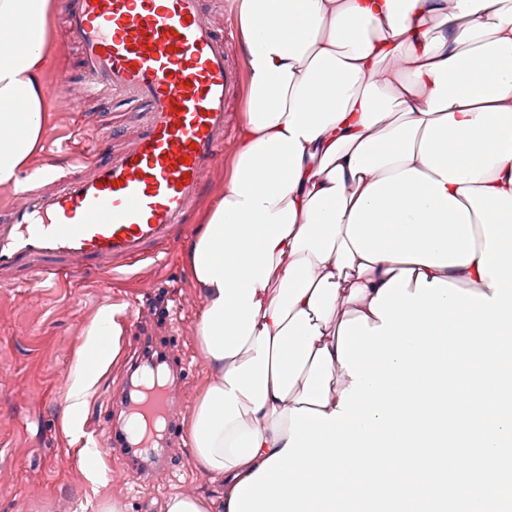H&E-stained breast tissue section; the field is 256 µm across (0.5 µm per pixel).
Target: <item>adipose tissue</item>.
<instances>
[{
	"instance_id": "adipose-tissue-1",
	"label": "adipose tissue",
	"mask_w": 512,
	"mask_h": 512,
	"mask_svg": "<svg viewBox=\"0 0 512 512\" xmlns=\"http://www.w3.org/2000/svg\"><path fill=\"white\" fill-rule=\"evenodd\" d=\"M54 0H0V188L53 98ZM235 163L185 247L212 373L190 427L221 493L161 512H318L415 425L441 343L512 334V0H237ZM120 328L87 331L78 420Z\"/></svg>"
}]
</instances>
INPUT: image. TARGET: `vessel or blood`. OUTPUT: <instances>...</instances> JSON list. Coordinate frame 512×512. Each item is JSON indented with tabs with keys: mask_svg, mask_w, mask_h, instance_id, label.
Instances as JSON below:
<instances>
[{
	"mask_svg": "<svg viewBox=\"0 0 512 512\" xmlns=\"http://www.w3.org/2000/svg\"><path fill=\"white\" fill-rule=\"evenodd\" d=\"M201 0H78L66 31L81 48L84 92L112 89L145 106L140 132L104 160L75 152L76 173L53 166L0 219V273L32 270L39 281L87 268L116 273L173 247L202 196L229 133L228 101L240 84L224 40ZM160 366L146 362L142 397L115 406L122 437L149 445L171 420Z\"/></svg>",
	"mask_w": 512,
	"mask_h": 512,
	"instance_id": "1",
	"label": "vessel or blood"
}]
</instances>
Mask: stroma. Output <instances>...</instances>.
Returning a JSON list of instances; mask_svg holds the SVG:
<instances>
[{"label": "stroma", "mask_w": 512, "mask_h": 512, "mask_svg": "<svg viewBox=\"0 0 512 512\" xmlns=\"http://www.w3.org/2000/svg\"><path fill=\"white\" fill-rule=\"evenodd\" d=\"M75 3L56 0V59L48 73L54 90L51 118L33 159L37 165L54 160L64 170L69 159L56 152L62 138L78 145L95 138L98 157L107 158L117 142L106 130L136 131L141 113L109 90L82 98L80 52L65 35ZM202 10L226 36L230 61L243 66L233 0H202ZM233 148L228 142L221 149L181 232L183 241L198 233L204 211L223 191ZM182 253V246H175L108 279L94 270L57 284L0 279V512H102L108 502L121 512H159L160 504L177 494L215 497L217 485L196 467L188 436L209 371L197 336L203 304ZM105 309L115 312L119 344L89 389L86 413L73 432L63 416L69 374L88 328ZM148 343L168 356L169 368L180 376L179 417L155 446L170 472L153 478L140 475L130 446L114 441L112 414L113 397L127 389L128 368ZM90 442L102 454L96 482L86 476L81 459Z\"/></svg>", "instance_id": "1"}]
</instances>
